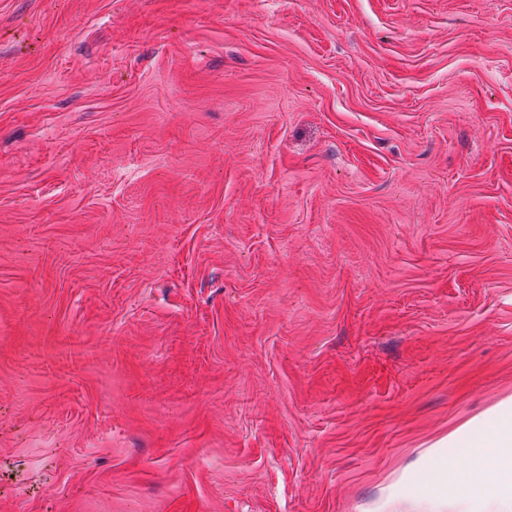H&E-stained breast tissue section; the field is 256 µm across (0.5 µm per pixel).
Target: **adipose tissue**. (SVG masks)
<instances>
[{"mask_svg": "<svg viewBox=\"0 0 512 512\" xmlns=\"http://www.w3.org/2000/svg\"><path fill=\"white\" fill-rule=\"evenodd\" d=\"M495 412L498 416L496 430L478 443L483 452L494 454L501 469V479L492 488L449 500L443 489L433 494L435 512H481L483 506H491L495 512H512V403H500Z\"/></svg>", "mask_w": 512, "mask_h": 512, "instance_id": "1", "label": "adipose tissue"}]
</instances>
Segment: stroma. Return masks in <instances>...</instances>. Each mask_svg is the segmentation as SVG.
<instances>
[{
  "mask_svg": "<svg viewBox=\"0 0 512 512\" xmlns=\"http://www.w3.org/2000/svg\"><path fill=\"white\" fill-rule=\"evenodd\" d=\"M512 399V0H0V512H423Z\"/></svg>",
  "mask_w": 512,
  "mask_h": 512,
  "instance_id": "35a3bbf8",
  "label": "stroma"
}]
</instances>
